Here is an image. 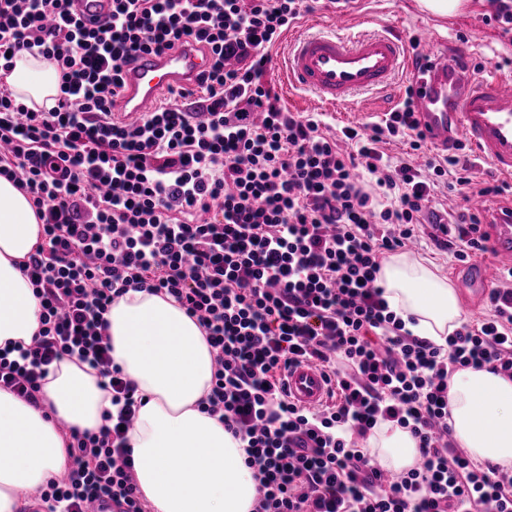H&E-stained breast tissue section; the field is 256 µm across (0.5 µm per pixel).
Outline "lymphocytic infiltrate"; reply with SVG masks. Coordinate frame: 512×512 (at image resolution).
I'll use <instances>...</instances> for the list:
<instances>
[{
    "instance_id": "obj_1",
    "label": "lymphocytic infiltrate",
    "mask_w": 512,
    "mask_h": 512,
    "mask_svg": "<svg viewBox=\"0 0 512 512\" xmlns=\"http://www.w3.org/2000/svg\"><path fill=\"white\" fill-rule=\"evenodd\" d=\"M72 0H0V176L32 200L39 241L20 266L39 329L0 349V388L31 404L52 364L77 359L105 379L107 426L73 432L65 479L34 512H86L109 499L147 512L127 434L144 397L112 359L106 315L128 290L174 300L213 353L202 412L239 440L258 483L253 512H512V469H482L449 432L460 369L512 376V269L480 319L437 345L413 336L377 283L385 254L429 234L458 261L485 251L481 219H433L441 185L462 201L501 193L454 155L416 158L411 99L372 130L333 133L292 112L265 79L271 47L308 0H112L86 27ZM194 44L211 59L197 100H167L138 121L112 118L138 53ZM52 62L49 109L18 102L21 53ZM407 150L392 159L384 144ZM315 362L336 386L318 410L290 402L282 372ZM384 421L408 429L421 463L385 477L362 443Z\"/></svg>"
}]
</instances>
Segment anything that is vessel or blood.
<instances>
[{
    "mask_svg": "<svg viewBox=\"0 0 512 512\" xmlns=\"http://www.w3.org/2000/svg\"><path fill=\"white\" fill-rule=\"evenodd\" d=\"M72 10L84 22H99L111 15L112 0H75ZM208 65V55L193 46L140 54L122 72L119 119L140 118L170 91L195 90ZM281 71L285 87L309 92L331 107L416 72L413 109L426 141L444 149L463 140L491 174L512 182V68L491 66L477 73L454 57L432 55L428 46L411 50L398 29L354 30L340 20L331 29L315 25L289 33ZM481 231L491 259L512 268V209ZM461 286L468 297L482 301L490 286L486 265L473 262ZM284 385L290 401L310 410L325 405L332 389L308 361L287 369Z\"/></svg>",
    "mask_w": 512,
    "mask_h": 512,
    "instance_id": "1",
    "label": "vessel or blood"
}]
</instances>
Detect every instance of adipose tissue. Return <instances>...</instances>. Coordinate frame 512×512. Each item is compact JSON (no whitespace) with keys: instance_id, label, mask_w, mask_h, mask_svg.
Returning a JSON list of instances; mask_svg holds the SVG:
<instances>
[{"instance_id":"1","label":"adipose tissue","mask_w":512,"mask_h":512,"mask_svg":"<svg viewBox=\"0 0 512 512\" xmlns=\"http://www.w3.org/2000/svg\"><path fill=\"white\" fill-rule=\"evenodd\" d=\"M8 81L24 104L48 106L60 77L54 64L22 53ZM40 229L29 197L0 177V346L29 343L39 327L40 301L19 264ZM378 283L390 310L412 320L415 336L441 345L464 321L455 288L423 259L384 258ZM106 319L112 356L145 397L128 439L152 512H252L257 483L239 441L198 407L213 371L200 326L165 296L134 290L113 302ZM43 391L35 407L0 389V512H20L19 489L41 486L67 466L57 419L96 432L112 407L100 376L74 360L50 366ZM448 409L454 439L475 461L512 465V378L485 368L458 370L448 383ZM367 445L396 471L418 455L409 431L391 422L380 423Z\"/></svg>"}]
</instances>
